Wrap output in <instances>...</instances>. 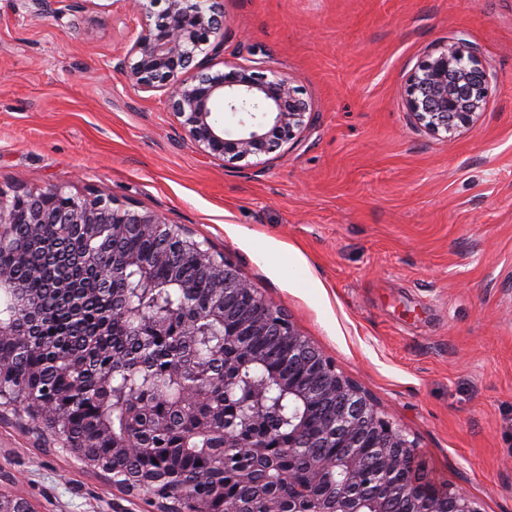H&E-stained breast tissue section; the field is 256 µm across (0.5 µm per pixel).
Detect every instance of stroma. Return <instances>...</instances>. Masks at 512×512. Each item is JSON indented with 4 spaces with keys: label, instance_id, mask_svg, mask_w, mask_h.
Returning a JSON list of instances; mask_svg holds the SVG:
<instances>
[{
    "label": "stroma",
    "instance_id": "1",
    "mask_svg": "<svg viewBox=\"0 0 512 512\" xmlns=\"http://www.w3.org/2000/svg\"><path fill=\"white\" fill-rule=\"evenodd\" d=\"M224 62L296 79L298 144L203 158L163 92L114 66L145 24L127 0H0V187L111 195L233 260L482 512H512V0H218ZM465 36L485 109L445 139L409 75ZM0 471L35 512H151L0 422Z\"/></svg>",
    "mask_w": 512,
    "mask_h": 512
}]
</instances>
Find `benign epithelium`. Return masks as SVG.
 <instances>
[{"mask_svg":"<svg viewBox=\"0 0 512 512\" xmlns=\"http://www.w3.org/2000/svg\"><path fill=\"white\" fill-rule=\"evenodd\" d=\"M133 7L147 21L126 56L113 69L141 91L166 92L173 115L195 150L208 159L240 161L276 151L285 143H296L310 122L313 105L301 96L295 80L263 65L224 62V69L210 72L209 61L224 45V14L215 0H132ZM490 75L473 45L463 36L442 44L428 54L410 74L406 105L414 121L433 135L452 138L474 124L486 103ZM228 112L239 117V136L226 137L224 124L216 114ZM26 224L29 233L20 237L16 225ZM48 224H62L69 234L84 244L81 260L94 274L96 292L112 297L119 307L97 331L110 336L119 328L139 336L140 324L147 320L151 335L164 336L175 321L182 324L174 335L197 339L201 320L224 324V335L232 336L246 356L254 354L251 339L271 336L281 345L288 369L271 373L270 381L299 401L306 415L293 423L288 440L281 434L243 441L225 426L224 406L211 401L204 391L166 386L156 393L169 409L161 418L131 411L125 428L116 432L103 424L99 434L108 438L112 455L136 449L144 459H152L157 449L140 435L141 430L165 432L177 415L191 414L194 426L186 441L202 438L203 452L210 458L209 496L195 498L184 491L178 461L168 459L158 467L140 471L115 487L125 495H147L157 505L155 512H214L213 504L224 505V512H250L248 506L226 496L227 482L247 483L255 471H264L267 512H384L382 500L372 490L376 484L389 485L393 470L404 461H414L416 445L390 419L379 413L373 398L358 384L337 372L333 359L315 348L295 328L288 312L259 296L241 277L233 261L214 253L205 242L195 240L183 228H175L164 218L140 212L112 196L93 200L66 192L61 187L33 192L21 187H0V245L11 246L15 258L39 275L33 255L50 244L43 234ZM149 237L160 240L159 247L142 255H129L122 263L111 261L105 242L121 237ZM194 263L210 282V295L196 299L186 287L182 261ZM140 274V298L157 288L154 270L169 268V284L183 288L182 305L171 311L147 316L135 306L129 289L112 287V280L128 266ZM8 299L15 310L32 314L36 296L22 288L10 270L0 268V300ZM74 372L71 399L62 402L54 396L36 398L20 393L0 397V421L14 420L43 448H54L69 455L80 467L112 480L111 465L94 449L73 446L66 440L70 406L81 399L86 387V363L69 360ZM113 365L97 366L100 395H109ZM324 410L325 435L335 439L336 454L317 457L312 466L310 490L287 492L293 483V470L270 460L269 444L279 443L282 455L298 448H310L306 436L311 411ZM225 448L242 449L244 461L224 474ZM0 512H34L29 501L0 490ZM421 512H481L464 491L445 498L423 501Z\"/></svg>","mask_w":512,"mask_h":512,"instance_id":"7a95c632","label":"benign epithelium"}]
</instances>
